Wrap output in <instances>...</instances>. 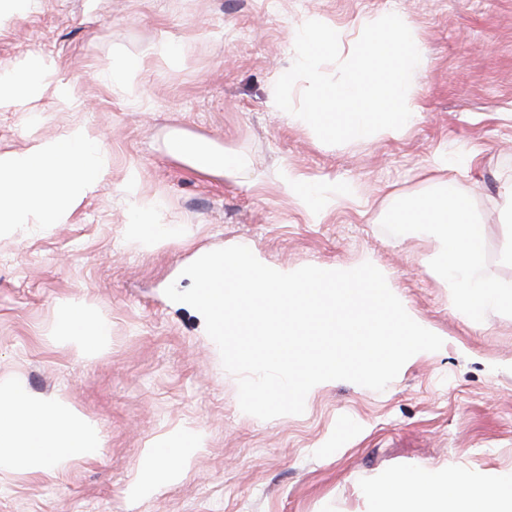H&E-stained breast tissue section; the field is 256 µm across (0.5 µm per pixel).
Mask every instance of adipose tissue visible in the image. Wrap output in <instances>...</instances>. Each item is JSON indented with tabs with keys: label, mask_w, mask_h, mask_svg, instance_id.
Masks as SVG:
<instances>
[{
	"label": "adipose tissue",
	"mask_w": 512,
	"mask_h": 512,
	"mask_svg": "<svg viewBox=\"0 0 512 512\" xmlns=\"http://www.w3.org/2000/svg\"><path fill=\"white\" fill-rule=\"evenodd\" d=\"M74 102V89L53 77L40 56L21 66L0 67V110L26 111L37 97ZM103 172L99 149L84 127H71L59 139L34 141L23 155H0V224L66 223L79 200L92 192ZM453 189L402 202L399 220L416 225L438 243L436 261L450 287L460 289L459 304L473 326L487 307L512 308V292L477 278L483 259L484 227L473 221ZM55 334L82 358L96 355L109 341L110 323L84 304L63 302ZM97 425L71 409L35 398L20 383L0 384V471L39 473L99 454ZM195 433H175L148 446L147 467L138 493L177 480L200 448ZM363 512H512V471L478 480L465 472L414 470L391 474L365 495Z\"/></svg>",
	"instance_id": "1"
}]
</instances>
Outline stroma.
<instances>
[{
  "instance_id": "obj_1",
  "label": "stroma",
  "mask_w": 512,
  "mask_h": 512,
  "mask_svg": "<svg viewBox=\"0 0 512 512\" xmlns=\"http://www.w3.org/2000/svg\"><path fill=\"white\" fill-rule=\"evenodd\" d=\"M391 12L411 18L426 58L419 116L401 140L327 145L276 108L304 22L321 17L350 43L361 19ZM30 56L52 59L77 102L0 112V154L26 152L30 133L56 139L81 125L106 168L67 223L0 227V382L70 406L104 447L63 471H1L0 512H361L389 473L512 469V309L470 326L433 238L395 217L400 201L437 188L436 157L456 168L478 154L455 184L485 229L478 275L512 284L507 231L489 203L512 176V0H37L0 17V66ZM176 136L236 157L246 176L169 154ZM288 169L316 188V212L284 189ZM344 183L352 200L336 198ZM141 208L170 231L150 252L127 232ZM237 242L280 267L371 257L443 347L381 392L335 381L303 414L243 413L202 316L164 293L189 288L187 265ZM71 299L112 323L93 358L54 334L57 305ZM194 431L204 446L185 476L131 496L145 448Z\"/></svg>"
}]
</instances>
